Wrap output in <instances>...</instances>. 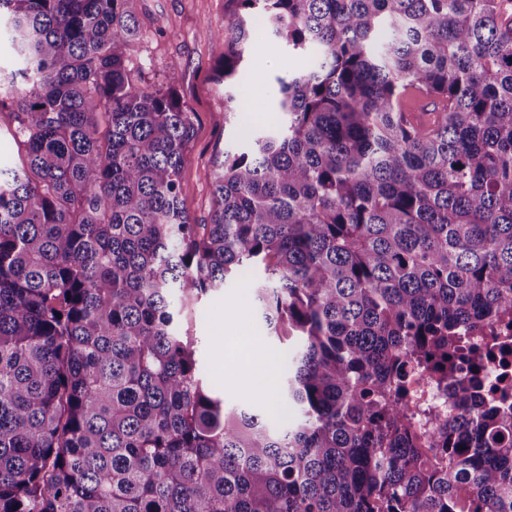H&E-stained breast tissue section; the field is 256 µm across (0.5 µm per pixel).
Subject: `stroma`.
<instances>
[{"label":"stroma","mask_w":512,"mask_h":512,"mask_svg":"<svg viewBox=\"0 0 512 512\" xmlns=\"http://www.w3.org/2000/svg\"><path fill=\"white\" fill-rule=\"evenodd\" d=\"M143 36L128 54L143 83L163 89L170 65H178L179 96L195 112V134L180 179L181 195L194 223H208L212 210V162L224 149V87L213 79V68L224 54L217 34L229 20L226 0H133ZM254 81L247 99V118L268 123L274 100L275 77L308 66L307 56L289 51L271 33L255 30L246 50ZM176 324L195 343L203 378L228 409L260 406L276 420L275 389L288 366V351L278 343L264 345L274 362L273 376L263 382L249 366L245 345L255 324L254 295L249 280L235 279L182 308Z\"/></svg>","instance_id":"obj_1"}]
</instances>
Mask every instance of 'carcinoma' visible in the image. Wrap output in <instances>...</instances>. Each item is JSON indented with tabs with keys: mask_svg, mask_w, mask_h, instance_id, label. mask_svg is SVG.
<instances>
[{
	"mask_svg": "<svg viewBox=\"0 0 512 512\" xmlns=\"http://www.w3.org/2000/svg\"><path fill=\"white\" fill-rule=\"evenodd\" d=\"M128 2L0 0V512H512V412L458 377L463 328L512 324V0H227L224 125L256 23L312 63L215 156L208 224ZM241 275L298 341L289 424L225 409L173 321ZM419 372L458 409L425 437ZM24 158V151L18 148L8 132L3 128L0 132V167L20 165Z\"/></svg>",
	"mask_w": 512,
	"mask_h": 512,
	"instance_id": "1",
	"label": "carcinoma"
}]
</instances>
